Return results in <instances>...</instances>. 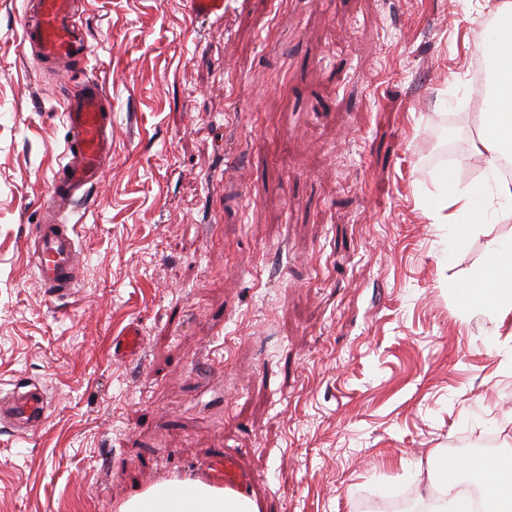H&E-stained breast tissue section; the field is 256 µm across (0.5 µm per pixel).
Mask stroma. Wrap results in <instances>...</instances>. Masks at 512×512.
Returning a JSON list of instances; mask_svg holds the SVG:
<instances>
[{"mask_svg": "<svg viewBox=\"0 0 512 512\" xmlns=\"http://www.w3.org/2000/svg\"><path fill=\"white\" fill-rule=\"evenodd\" d=\"M0 0V390L53 399L0 427V512H119L214 449L260 512H422L433 449L512 451V315L448 286L512 217L456 253L426 198L480 181L477 51L492 0H84L112 155L67 215L83 276L48 299L23 249L67 131L52 70ZM139 323L132 363L112 340ZM227 0H184V9L194 19L218 24L224 18V3ZM52 399L39 385L16 386L0 397V424L20 438L35 435L48 418Z\"/></svg>", "mask_w": 512, "mask_h": 512, "instance_id": "obj_1", "label": "stroma"}]
</instances>
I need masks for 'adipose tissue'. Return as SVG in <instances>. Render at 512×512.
<instances>
[{
    "instance_id": "obj_1",
    "label": "adipose tissue",
    "mask_w": 512,
    "mask_h": 512,
    "mask_svg": "<svg viewBox=\"0 0 512 512\" xmlns=\"http://www.w3.org/2000/svg\"><path fill=\"white\" fill-rule=\"evenodd\" d=\"M496 22L481 42L484 52L500 61V86L487 101L482 132L473 144L490 173L487 181L459 185L454 173L441 176L439 196L430 201L428 215L448 227V248L482 225L492 223L497 209H512V180L498 177L503 158L512 157V0H499ZM449 296L468 309L501 319L512 313V236L496 239L487 260L465 281L450 284ZM416 479L430 488L429 512H468L457 494L462 479L484 484L486 512H512V453L475 462L449 463L447 453L434 451L427 469H416ZM120 512H259L257 503L235 494L206 488L185 490L156 485L124 503Z\"/></svg>"
}]
</instances>
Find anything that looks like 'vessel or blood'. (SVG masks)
Instances as JSON below:
<instances>
[{
  "instance_id": "b4317fda",
  "label": "vessel or blood",
  "mask_w": 512,
  "mask_h": 512,
  "mask_svg": "<svg viewBox=\"0 0 512 512\" xmlns=\"http://www.w3.org/2000/svg\"><path fill=\"white\" fill-rule=\"evenodd\" d=\"M225 0H184L192 18L216 24L224 17ZM74 0H25L22 45L54 68L72 61L87 64L91 46L75 21ZM62 120L68 140L63 164L51 178L42 220L32 225L27 242L36 247V277L47 296L66 300L80 279V254L72 230L64 224L76 210L80 195L101 182L105 161L112 151V109L99 81L91 76H69L62 96ZM138 325H131L112 343L115 355L133 360L143 348ZM52 400L38 385L17 386L0 397V425L16 436L29 438L45 423ZM179 479L190 489L202 482L222 492L247 493L252 480L243 472L236 452L224 448L203 465L182 471Z\"/></svg>"
}]
</instances>
